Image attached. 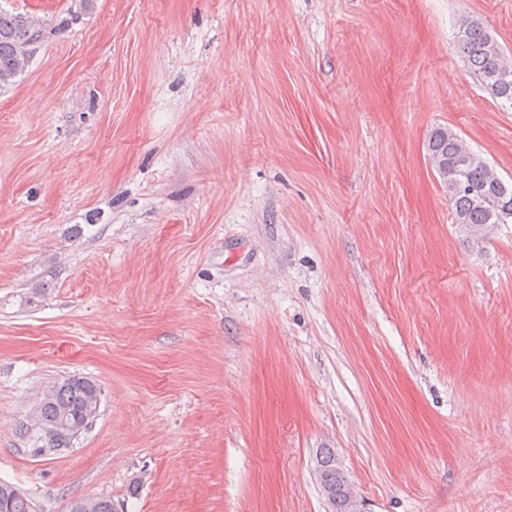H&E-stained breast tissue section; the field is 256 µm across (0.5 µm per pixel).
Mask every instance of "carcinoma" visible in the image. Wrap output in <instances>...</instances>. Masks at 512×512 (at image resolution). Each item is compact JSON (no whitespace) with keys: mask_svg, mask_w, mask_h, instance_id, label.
Segmentation results:
<instances>
[{"mask_svg":"<svg viewBox=\"0 0 512 512\" xmlns=\"http://www.w3.org/2000/svg\"><path fill=\"white\" fill-rule=\"evenodd\" d=\"M43 28L21 13L0 10V86L12 84L17 76V52L25 44H36ZM465 63L479 83L502 106L512 108V80L505 83L500 74L504 66L501 46L478 20H470L458 36ZM426 149L432 169L448 191L454 207V223L468 236L485 240L492 227L512 222V183L495 175L480 154L447 128L433 130ZM102 391L96 381L70 376L46 390L29 422L19 426V435L29 442L27 454L45 457L72 447L79 430H88L98 415ZM315 471L321 487L332 502V512H354V495L334 452L324 448L316 457ZM85 503L89 512H118L109 498L77 501L71 512ZM0 512H33L31 502L13 485L0 481Z\"/></svg>","mask_w":512,"mask_h":512,"instance_id":"carcinoma-1","label":"carcinoma"}]
</instances>
